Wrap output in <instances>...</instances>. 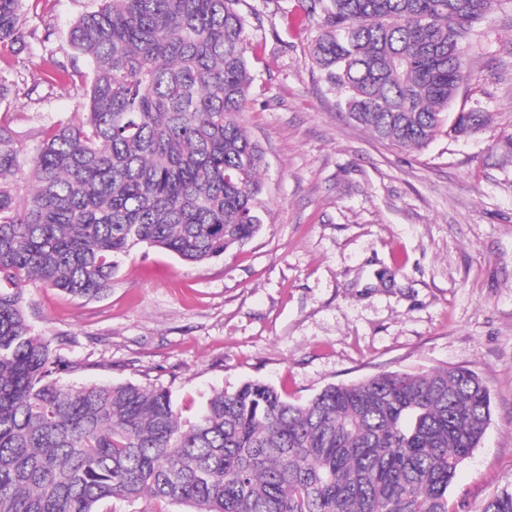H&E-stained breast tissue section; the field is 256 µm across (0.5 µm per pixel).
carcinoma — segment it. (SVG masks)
<instances>
[{
  "label": "carcinoma",
  "mask_w": 512,
  "mask_h": 512,
  "mask_svg": "<svg viewBox=\"0 0 512 512\" xmlns=\"http://www.w3.org/2000/svg\"><path fill=\"white\" fill-rule=\"evenodd\" d=\"M23 0H0V44ZM239 0H101L70 32L88 102L19 145L0 124V512H111L149 497L193 512H457L448 489L491 420L462 367L330 385L304 403L259 381L193 421L156 385L64 386L76 363L33 334L23 287L93 299L146 245L211 261L261 229L264 157ZM493 0H308L311 57L351 119L419 150L469 77ZM489 120L471 108L448 133ZM483 512H512V491Z\"/></svg>",
  "instance_id": "obj_1"
}]
</instances>
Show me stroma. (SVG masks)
<instances>
[{
	"instance_id": "obj_1",
	"label": "stroma",
	"mask_w": 512,
	"mask_h": 512,
	"mask_svg": "<svg viewBox=\"0 0 512 512\" xmlns=\"http://www.w3.org/2000/svg\"><path fill=\"white\" fill-rule=\"evenodd\" d=\"M98 0H24L29 38L0 52L12 89L0 124L18 142L81 107L85 84H35L44 57L70 65L69 33ZM305 0H240L255 58L244 121L266 167L263 227L220 259L147 246L118 261L104 296L27 286L36 334L78 367L62 383L156 384L194 419L215 389L263 381L303 402L327 386L433 367L476 371L491 421L448 490L460 512L512 491V0L472 39L454 109L490 120L409 151L341 107L310 57Z\"/></svg>"
}]
</instances>
